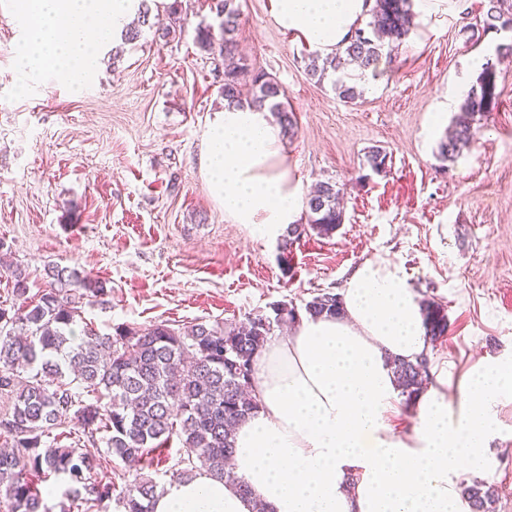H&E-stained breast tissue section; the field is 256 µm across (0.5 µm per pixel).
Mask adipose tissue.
<instances>
[{"mask_svg": "<svg viewBox=\"0 0 512 512\" xmlns=\"http://www.w3.org/2000/svg\"><path fill=\"white\" fill-rule=\"evenodd\" d=\"M140 0H18L22 71L46 70L80 88L119 40ZM368 0H271V18L320 56L334 55L368 17ZM282 131L266 109L215 112L200 169L234 223L281 237L300 211ZM342 317L303 318L253 363L254 416L235 431L242 495L202 469L168 482L151 512H470L459 472L482 475L499 403L512 400V365L479 361L449 393L447 367L415 402L411 430L389 419L398 390L386 355L426 349L422 307L402 269L367 260L345 282Z\"/></svg>", "mask_w": 512, "mask_h": 512, "instance_id": "ef3b65f1", "label": "adipose tissue"}]
</instances>
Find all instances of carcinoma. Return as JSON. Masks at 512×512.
<instances>
[{"mask_svg": "<svg viewBox=\"0 0 512 512\" xmlns=\"http://www.w3.org/2000/svg\"><path fill=\"white\" fill-rule=\"evenodd\" d=\"M220 37L212 26L196 29L200 52L224 58L235 55L240 12L235 0H216ZM480 23L486 29L512 25V0H487ZM413 27L412 0H373L370 21L356 28L343 51L331 57H309L308 75L320 80L347 62L375 70L381 50L401 42ZM250 85V96L242 88ZM338 97L353 103L361 98L357 85L338 78ZM220 94L227 106L268 108L285 131L294 128V114L285 89L263 71L247 65L224 68ZM497 73L484 63L476 85L468 91L453 118L451 135L435 151L442 162H453L468 147L478 124L498 103ZM389 156L371 148L366 164L375 174L388 170ZM341 189L324 181L306 199L305 223L288 225L283 249L298 240V228L331 236L344 223ZM49 288L34 304L0 307V394L12 406L0 420L10 446L0 451V496L12 512H49L42 484L54 478L65 485L67 512H89V503L115 499L122 512H151L160 483L147 474L156 454L177 439L183 453L170 479L192 476L196 462L213 476L244 494L229 464L234 428L255 414L258 404L247 397L254 355L274 328L311 318L343 314L342 298L322 290L306 302L304 311L291 302H278L271 313H251L239 326L226 328L202 322L177 328L167 323L147 328L118 326L101 334L83 324L87 296L107 294L105 284L75 269L53 265L46 270ZM13 293L23 298L28 276L11 271ZM429 343L448 333V318L440 304H423ZM393 376L405 400L418 398L429 384V359H394ZM139 473L116 490L112 476L97 471L101 450ZM461 496L470 512H495V488L483 480L465 484Z\"/></svg>", "mask_w": 512, "mask_h": 512, "instance_id": "obj_1", "label": "carcinoma"}]
</instances>
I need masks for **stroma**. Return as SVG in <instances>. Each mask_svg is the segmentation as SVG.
<instances>
[{
	"instance_id": "35a3bbf8",
	"label": "stroma",
	"mask_w": 512,
	"mask_h": 512,
	"mask_svg": "<svg viewBox=\"0 0 512 512\" xmlns=\"http://www.w3.org/2000/svg\"><path fill=\"white\" fill-rule=\"evenodd\" d=\"M481 0H452L448 13L415 23L341 101L332 78L308 75L307 46L270 17V0H235L248 67L275 77L293 109L284 136L302 193L316 182L344 190L345 220L329 237L308 233L282 248L236 224L211 196L199 166L203 133L223 109V74L195 44L218 25L209 0H181L182 29L163 38L104 46L80 90L41 72L22 74L24 36L13 0H0V306L16 305L8 266L28 274L27 299L47 286L50 264L105 282L83 318L99 332L203 322L233 325L279 301L304 305L341 291L363 261L401 266L419 299L441 304L448 334L431 363L460 381L477 358L512 363V32L467 27ZM492 61L501 97L452 163L435 157L448 125L442 104L475 85ZM374 146L392 157L371 174ZM488 448L484 479L496 512H512V401Z\"/></svg>"
}]
</instances>
